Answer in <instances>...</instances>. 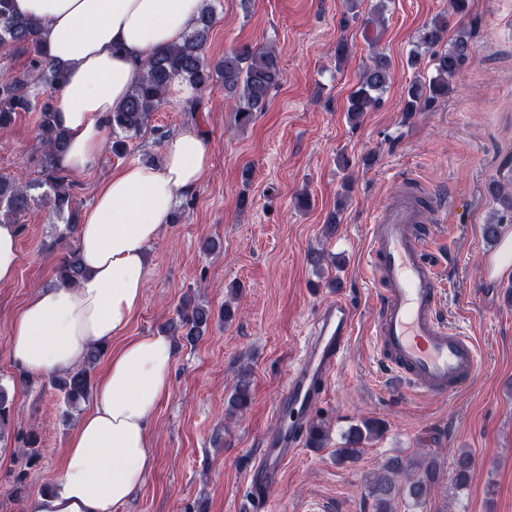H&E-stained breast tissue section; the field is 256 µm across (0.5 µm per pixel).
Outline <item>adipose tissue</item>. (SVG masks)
<instances>
[{"label": "adipose tissue", "instance_id": "obj_1", "mask_svg": "<svg viewBox=\"0 0 512 512\" xmlns=\"http://www.w3.org/2000/svg\"><path fill=\"white\" fill-rule=\"evenodd\" d=\"M204 0H13L33 21L47 54L67 69L57 121L67 134L60 166L89 169L101 154L113 109L153 52L183 41ZM211 167V148L188 130L167 138L162 161L116 169L79 217L85 275L77 287L36 290L8 337L14 362L31 376L74 368L93 344L110 346L94 404L66 445L64 468L24 512H113L141 488L153 465L149 427L172 386L170 336L125 339L138 312L147 249L170 223L177 198L193 195ZM119 347H112L115 338Z\"/></svg>", "mask_w": 512, "mask_h": 512}]
</instances>
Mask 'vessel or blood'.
Segmentation results:
<instances>
[{"label":"vessel or blood","mask_w":512,"mask_h":512,"mask_svg":"<svg viewBox=\"0 0 512 512\" xmlns=\"http://www.w3.org/2000/svg\"><path fill=\"white\" fill-rule=\"evenodd\" d=\"M446 214V201L434 195L413 190L392 198L374 217L368 253L377 286L379 362L412 390L442 397L478 371L474 343L440 315L446 284L428 256V236L417 231L444 222ZM354 327V309L344 298L319 311L276 406L278 427L265 436L247 474L252 512H269V496L303 446L309 416L325 398Z\"/></svg>","instance_id":"1"}]
</instances>
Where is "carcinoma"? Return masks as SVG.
<instances>
[{
  "instance_id": "cac0c4a2",
  "label": "carcinoma",
  "mask_w": 512,
  "mask_h": 512,
  "mask_svg": "<svg viewBox=\"0 0 512 512\" xmlns=\"http://www.w3.org/2000/svg\"><path fill=\"white\" fill-rule=\"evenodd\" d=\"M215 16L214 0H205L203 9L192 21L181 44L147 57L140 82L112 111L111 154L117 157L125 155L130 142L145 134L151 127L155 112L167 103L171 88L178 81H187L200 92L220 83L235 103L233 111L240 124L249 123L257 112L267 111L270 92L282 79L276 51L269 47L255 49L245 46L227 52L217 60L209 58L207 43ZM447 33L448 22L439 17L419 34L418 46L434 50L433 74L428 80H415L406 88L403 112L408 117L430 110L438 100L447 97L453 78L468 60L470 46L463 35L448 48L436 50ZM0 45L12 46L26 53L29 59L23 73L0 78V130L11 124L16 113L36 112L38 137L43 148L42 180L23 182L0 177V223L16 224L33 204L48 200L57 217L65 222L61 237L71 236L78 224L79 209L73 200L72 184L58 165V158L67 147V135L55 119L56 92L66 81V71L49 59L36 25L14 14L12 0H0ZM390 74V59L382 53H373L361 70L356 89L349 96L347 115L350 121H357L380 102ZM36 189L42 190L37 197L32 194ZM83 273L80 257L74 248L57 266L56 282L73 285ZM179 317L180 322L173 326V331L180 332L191 343L205 335L212 320V309L187 302L183 304ZM102 352L103 347L99 345L90 347L81 366L49 379L52 387L64 394L70 409H79L81 403L89 399L92 393L90 372ZM251 401L249 375L243 372L238 375L228 398V409L244 411ZM11 416L12 402L7 390L0 386V441L5 440ZM382 432L381 422L374 419H365L350 426L336 449V462H357L365 445L381 436ZM326 437L324 423L314 422L309 426V447H323ZM39 444V432L34 427L21 439L20 453L26 459V470L16 477L18 491L25 487L29 470L39 466ZM473 478V460L468 452L463 451L454 461V484L462 488ZM436 480L435 457L395 454L383 461L368 483L367 496L372 500L373 512H394L398 496L408 497L418 505Z\"/></svg>"
}]
</instances>
